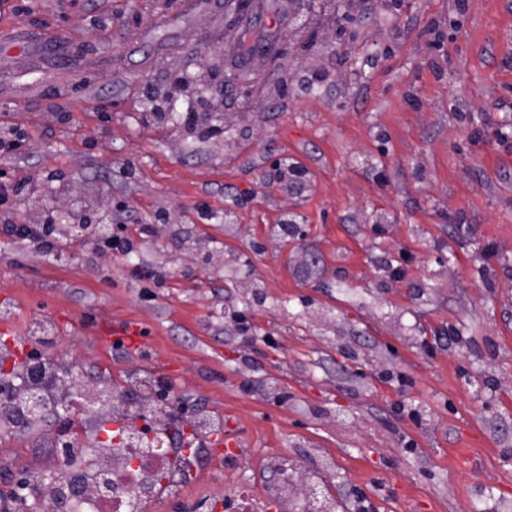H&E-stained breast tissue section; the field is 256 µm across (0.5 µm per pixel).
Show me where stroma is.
<instances>
[{"mask_svg": "<svg viewBox=\"0 0 512 512\" xmlns=\"http://www.w3.org/2000/svg\"><path fill=\"white\" fill-rule=\"evenodd\" d=\"M353 12L255 0L242 28L287 39L288 63L240 48L254 98L225 91L208 139L144 123L143 85L219 70L224 0H0L18 36L0 48L11 213L83 195L111 200L119 238L155 227L129 258L84 240L59 255L0 222V338L45 321L48 358L121 388L163 379L220 421L201 475L138 512L181 495L224 512L227 484L277 481L272 455L299 495L327 482L349 512H512V0ZM274 155L308 169L303 198L267 182ZM294 206L300 243L278 235ZM128 317L148 332L135 358L97 334ZM35 443L0 438V482L48 468Z\"/></svg>", "mask_w": 512, "mask_h": 512, "instance_id": "stroma-1", "label": "stroma"}]
</instances>
